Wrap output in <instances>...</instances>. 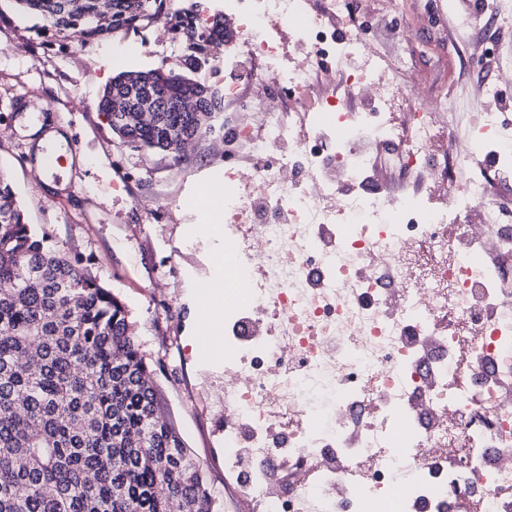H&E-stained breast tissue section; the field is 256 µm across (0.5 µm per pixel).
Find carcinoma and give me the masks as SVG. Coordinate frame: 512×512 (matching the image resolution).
<instances>
[{"instance_id": "obj_1", "label": "carcinoma", "mask_w": 512, "mask_h": 512, "mask_svg": "<svg viewBox=\"0 0 512 512\" xmlns=\"http://www.w3.org/2000/svg\"><path fill=\"white\" fill-rule=\"evenodd\" d=\"M14 2L42 15L44 29L84 40L168 20L193 69L226 37L218 21L200 43L195 8L175 0ZM94 8L110 26L90 17ZM189 92L199 111H177ZM223 99L181 75L130 71L106 86L101 111L121 139L159 150L173 129L215 132ZM145 108L148 122L138 119ZM163 404L124 303L46 245L0 174V512H215L203 470L160 418Z\"/></svg>"}]
</instances>
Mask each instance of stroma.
Instances as JSON below:
<instances>
[{"instance_id": "obj_1", "label": "stroma", "mask_w": 512, "mask_h": 512, "mask_svg": "<svg viewBox=\"0 0 512 512\" xmlns=\"http://www.w3.org/2000/svg\"><path fill=\"white\" fill-rule=\"evenodd\" d=\"M374 2L364 16L376 21L374 35L384 45L383 14L402 12L409 27L431 13V26L404 49L449 113L461 115L453 152L465 157L470 121L484 104L482 86L465 63L477 45L460 47L454 28L469 10L467 0ZM40 24L14 0H0V172L27 223L124 302L168 419L216 499H223L224 345H201V311L190 288L210 276L216 251L211 238L196 237L188 246L183 239L206 223L201 197L223 184L225 156L242 152L219 131L194 139L176 156L133 148L112 132L100 101L123 71L187 73L218 88L224 78L206 66L187 71L184 42L159 24L89 41L39 36ZM51 130L62 160L42 171L37 141Z\"/></svg>"}]
</instances>
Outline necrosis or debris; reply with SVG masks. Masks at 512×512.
<instances>
[{
    "instance_id": "1",
    "label": "necrosis or debris",
    "mask_w": 512,
    "mask_h": 512,
    "mask_svg": "<svg viewBox=\"0 0 512 512\" xmlns=\"http://www.w3.org/2000/svg\"><path fill=\"white\" fill-rule=\"evenodd\" d=\"M220 10L236 35L211 68L243 74L224 100L248 112L224 132L251 156L206 202L243 284L205 282L224 296V463L250 453L234 492L265 512H512V219L488 194L512 172V62L468 157L438 156L445 105L391 80L409 63L365 37L355 0ZM376 158L418 189L373 184Z\"/></svg>"
}]
</instances>
